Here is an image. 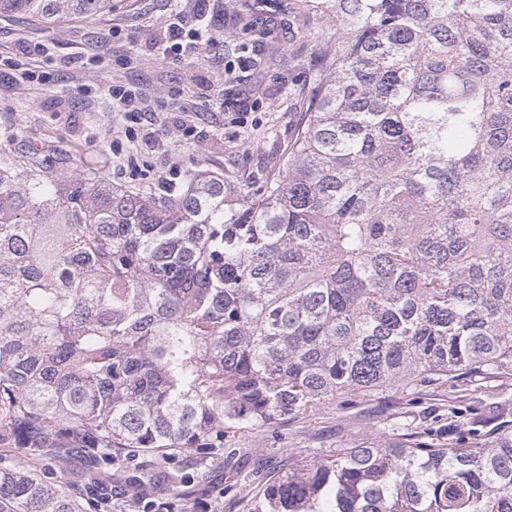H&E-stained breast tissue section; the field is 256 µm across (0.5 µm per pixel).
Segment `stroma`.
Segmentation results:
<instances>
[{"label": "stroma", "mask_w": 512, "mask_h": 512, "mask_svg": "<svg viewBox=\"0 0 512 512\" xmlns=\"http://www.w3.org/2000/svg\"><path fill=\"white\" fill-rule=\"evenodd\" d=\"M299 0H114L111 14L27 25L0 18V147L37 152L50 172L91 169L115 185L156 198L178 194L190 173L223 174L233 190H261L282 171L310 92L325 39L322 18L299 13ZM187 33L199 23L218 36L192 64L152 49L174 14ZM283 55L277 67L265 58ZM136 87L152 123L128 139L125 113L100 88ZM133 155L130 166L113 148ZM486 396L467 400L479 417L512 421V376L487 379ZM460 389L426 383L407 392L354 395L313 421H286L268 436L235 432L208 458L211 477L195 491L197 512H244L228 489L237 475L261 485L300 457L323 458L365 439L382 440L402 425L448 424Z\"/></svg>", "instance_id": "1"}]
</instances>
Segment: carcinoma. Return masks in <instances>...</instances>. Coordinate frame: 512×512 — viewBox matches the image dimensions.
<instances>
[{
	"instance_id": "1",
	"label": "carcinoma",
	"mask_w": 512,
	"mask_h": 512,
	"mask_svg": "<svg viewBox=\"0 0 512 512\" xmlns=\"http://www.w3.org/2000/svg\"><path fill=\"white\" fill-rule=\"evenodd\" d=\"M336 26L284 171L151 198L0 151V512L122 509L48 455L195 512L231 429L421 382L512 375V0H305ZM112 0H0L45 26ZM191 458V471L158 464ZM247 512H512V424L464 405L296 461ZM42 466L48 468L50 471H55L58 477L67 480L76 479L77 476L93 470L88 466L84 458L72 456L66 463H58L53 457H45L42 461Z\"/></svg>"
}]
</instances>
